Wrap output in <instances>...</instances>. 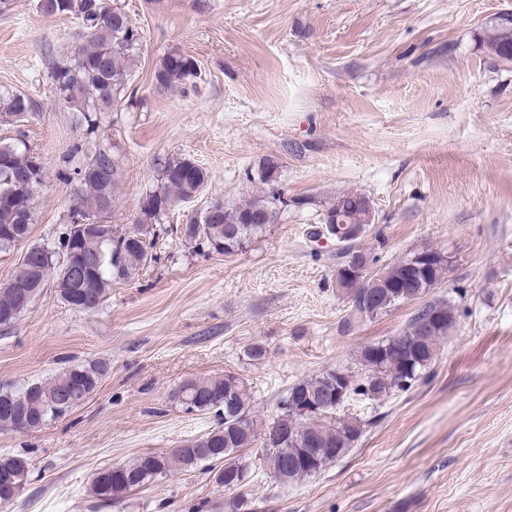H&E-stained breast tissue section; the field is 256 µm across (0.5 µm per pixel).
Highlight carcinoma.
Wrapping results in <instances>:
<instances>
[{
    "instance_id": "cac0c4a2",
    "label": "carcinoma",
    "mask_w": 512,
    "mask_h": 512,
    "mask_svg": "<svg viewBox=\"0 0 512 512\" xmlns=\"http://www.w3.org/2000/svg\"><path fill=\"white\" fill-rule=\"evenodd\" d=\"M45 16L71 15L81 21V42L73 50L51 57L50 79L57 98L81 113L86 136L69 149L76 165L68 173L75 183L70 224H89L100 210L114 208L118 167L115 156L99 144L100 112H119L126 103L131 61L142 35L129 15L112 0H38ZM490 59L512 65V24L490 22L482 43ZM200 77L197 61L181 53L167 55L154 79L161 87L185 85ZM35 112L33 100L24 93H0V122ZM160 186L145 193L131 227L107 224L76 242L70 269L55 267L52 281L60 299L82 311L97 310L112 286L138 277L148 263L150 249L159 237L156 225L181 203L199 195L208 182L206 170L189 156L168 158L159 167ZM45 182L42 157L23 142L0 141V253H7L31 233L33 201ZM365 195L336 194L323 213L326 232L347 245L353 260H344L336 270L338 292L348 298L346 326L365 322L362 300L373 296L381 316L399 304L419 300L438 284L448 263L447 252L428 248L432 258L409 270L407 257L395 260L379 272H358L363 257L358 237L352 231L369 223L363 207ZM280 195L261 192L241 203L210 201L186 219L185 241L218 254L238 252L277 223ZM48 264L42 252L31 253L13 275L0 283V328L17 320L15 313L30 307L45 283L41 270ZM457 316L443 300L420 306L395 336L364 344L357 351L364 370L362 382L344 369H329L300 379L276 402V413L263 431L252 417L253 395L239 376L227 373L207 378H188L176 386L171 398L184 410L202 412L224 408L222 422L202 437L182 444L169 453L147 452L130 463L112 465L96 473L92 497L102 505L122 502L127 495L178 469L199 463L210 466L215 482L226 490L242 487L240 480L252 475L251 462L237 452L263 442V464L271 477L288 485L320 473L344 457L358 441L359 420L328 414L340 404L333 391L341 388L343 399L352 396L382 397L405 390L422 376L435 360L438 345L455 327ZM110 366L102 360L75 365L48 382L32 383L22 391L0 390V430L17 425L15 414H26L28 430L38 431L49 422L73 411L92 395L107 377ZM316 441L309 450L310 441ZM29 473L28 460L19 454L0 455V501L14 498L13 485L22 486Z\"/></svg>"
}]
</instances>
